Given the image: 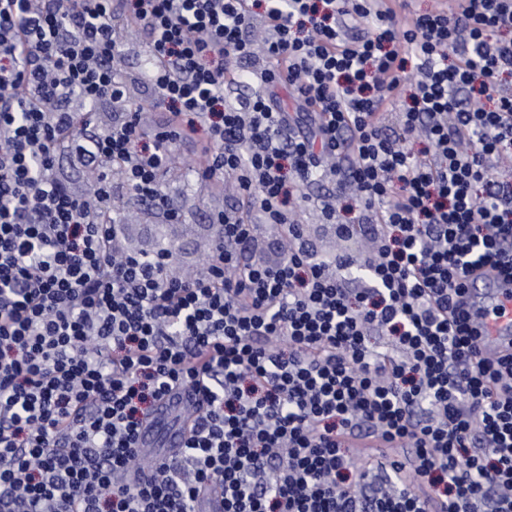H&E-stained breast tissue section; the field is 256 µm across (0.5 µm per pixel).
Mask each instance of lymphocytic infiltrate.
<instances>
[{"instance_id":"1","label":"lymphocytic infiltrate","mask_w":512,"mask_h":512,"mask_svg":"<svg viewBox=\"0 0 512 512\" xmlns=\"http://www.w3.org/2000/svg\"><path fill=\"white\" fill-rule=\"evenodd\" d=\"M408 7L0 0V512H199L211 491L224 512H512V352L483 350L463 302L470 277L512 274V173L493 166L512 159V94L492 82L512 74V0L399 24ZM118 14L169 107L148 146L138 112L79 120L127 96ZM241 81L252 95L228 103ZM196 139L195 180L231 181L240 206L171 277L165 251L121 247L110 173L177 219L162 178ZM65 141L96 198L58 177ZM291 177L355 200L349 220L321 214L373 239L359 270L318 255ZM254 211L288 231L262 263ZM178 388L195 395L184 445L141 470L136 436Z\"/></svg>"}]
</instances>
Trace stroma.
Segmentation results:
<instances>
[{
    "label": "stroma",
    "mask_w": 512,
    "mask_h": 512,
    "mask_svg": "<svg viewBox=\"0 0 512 512\" xmlns=\"http://www.w3.org/2000/svg\"><path fill=\"white\" fill-rule=\"evenodd\" d=\"M115 26L122 45L120 68L134 86L132 108L138 109L143 125L147 129L160 126L166 109L157 104L148 86L150 63L145 47L143 31L123 19H116ZM195 142H183L173 150V159L180 163V170H169L165 177V192L179 209L178 220L167 222L150 208L132 201L128 196L115 194L124 222V245L135 252L154 253L166 249L169 255V271L179 274L200 268L210 255L217 226L214 218L224 208L233 204V197L221 188L207 187L195 181L188 166L194 152ZM308 202L298 212L307 233L319 254L345 255L360 259L370 249L368 240L362 237L340 238L331 226L319 216L317 201L333 197L335 185L324 180L305 185L301 189Z\"/></svg>",
    "instance_id": "stroma-1"
}]
</instances>
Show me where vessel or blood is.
<instances>
[{
    "label": "vessel or blood",
    "instance_id": "obj_1",
    "mask_svg": "<svg viewBox=\"0 0 512 512\" xmlns=\"http://www.w3.org/2000/svg\"><path fill=\"white\" fill-rule=\"evenodd\" d=\"M466 307L484 324L482 345L494 352L512 349V282L496 275L471 279ZM190 392L166 396L151 421L139 432L136 450L153 459L176 452L184 443L186 430L178 415Z\"/></svg>",
    "mask_w": 512,
    "mask_h": 512
}]
</instances>
